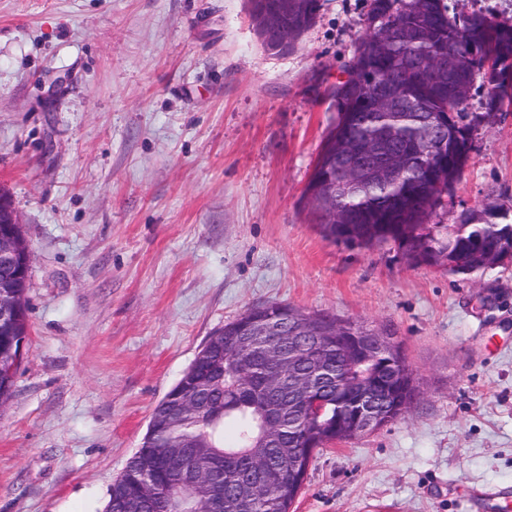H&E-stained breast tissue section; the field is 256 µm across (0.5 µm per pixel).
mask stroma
<instances>
[{"mask_svg":"<svg viewBox=\"0 0 512 512\" xmlns=\"http://www.w3.org/2000/svg\"><path fill=\"white\" fill-rule=\"evenodd\" d=\"M369 0L293 51L246 0H0V192L32 252L0 512H103L204 343L270 303L392 333L421 394L316 451L292 512H478L512 487V262L462 276L325 238L305 190ZM512 212V106L428 221Z\"/></svg>","mask_w":512,"mask_h":512,"instance_id":"35a3bbf8","label":"stroma"}]
</instances>
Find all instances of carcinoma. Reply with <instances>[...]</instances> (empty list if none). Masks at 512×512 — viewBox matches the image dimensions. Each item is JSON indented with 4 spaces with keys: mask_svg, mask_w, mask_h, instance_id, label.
<instances>
[{
    "mask_svg": "<svg viewBox=\"0 0 512 512\" xmlns=\"http://www.w3.org/2000/svg\"><path fill=\"white\" fill-rule=\"evenodd\" d=\"M252 13L264 25L279 18L280 41L293 50L312 25L319 0H293L288 13H280L281 0H248ZM456 54L461 68L442 78L432 70L414 67L411 60L431 62ZM499 67L491 76L486 112L478 117L464 111L475 76L484 64ZM353 77L336 85L338 122L330 130L317 159L310 186L319 182L346 181L336 192V211L352 216L354 224H323L325 237L336 242L371 247L395 244L403 251L420 250L427 266L453 274L473 275L491 267L487 251L502 244L512 246L509 212L497 211V220L470 214L456 224H428L422 186L430 181L429 159L421 141L443 143L448 153L446 182L459 179L472 148L474 128L490 120L503 104L512 105V24L481 13L463 18L451 16L443 0H371L365 17V36L349 65ZM393 80L401 101L388 110L371 96L374 82ZM438 112L455 114L468 135L433 126ZM376 145L373 156L361 155ZM358 157L365 174L348 178L342 167ZM391 159L400 173L391 179L378 169ZM19 298L16 320L0 328V396L13 393L12 368L19 365V343L28 329L26 289L14 288ZM304 312L273 303L247 310L215 332L209 346L199 351L177 384L154 408L140 447L112 483L104 512H154L152 497L179 498L183 473L195 467L199 481L183 505L186 512H208L216 490L224 496V512H240L237 489L253 488L250 512H290L305 479L314 452L333 442L305 422L300 411L290 412L276 431L264 430L269 400L276 392L257 393L266 376L257 364L262 343L244 349L255 328L274 321L283 327L276 341L281 349L292 346L297 335L291 317ZM331 335L341 327L345 336H366L372 329L361 322L327 316ZM400 356L397 349L376 358H359L336 342L313 343L302 351L294 366L304 374L320 362L328 372L320 379L319 392L326 401L325 414L346 423L340 439L359 437L352 428V388L366 383L374 391L382 420L401 418L400 378L388 363ZM151 477V490L144 475Z\"/></svg>",
    "mask_w": 512,
    "mask_h": 512,
    "instance_id": "cac0c4a2",
    "label": "carcinoma"
}]
</instances>
